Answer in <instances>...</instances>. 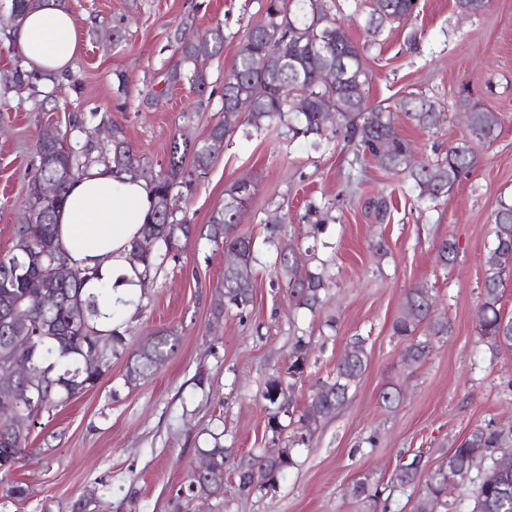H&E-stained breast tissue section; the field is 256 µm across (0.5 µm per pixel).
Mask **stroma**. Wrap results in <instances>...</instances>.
<instances>
[{
    "label": "stroma",
    "instance_id": "stroma-1",
    "mask_svg": "<svg viewBox=\"0 0 512 512\" xmlns=\"http://www.w3.org/2000/svg\"><path fill=\"white\" fill-rule=\"evenodd\" d=\"M68 8L79 47L69 79L45 83L38 94L10 92L0 104V257L12 247L35 144L46 130L69 132L79 146L95 131L98 114L111 113L148 174H159L173 137L202 140L223 119L224 78L247 28L263 18L261 0H68ZM119 17L127 28L115 44L108 30ZM217 25L224 28V51L204 59L214 95L199 96L185 82L166 85L178 38ZM414 32L419 46L412 49L407 39ZM368 65L374 74L370 104L393 107L398 133L420 156L433 157L467 137L458 105L464 87L499 114L498 139L480 148L479 165L451 195L424 209L401 176L356 155L343 138L315 148L288 140L278 126L259 132L238 127L180 207L191 223L208 224L226 189L251 180L238 226L258 243L246 321L211 313L212 293L224 277L223 251L198 236L184 242L179 260L164 262L139 309L123 320L128 349L155 331L171 330L179 338L175 353L131 389L123 385L125 357L115 358L95 388L41 417L23 458L0 478V490L17 482L29 493L6 500L0 512H69L88 490L96 494L92 512H176L199 449L216 440L241 454L283 447V438L267 427L262 390L268 377L286 374L297 327L305 329L312 351L296 386V411L309 404L318 380L331 376L350 337L366 338L367 369L344 405L317 426L275 491L239 497L233 480H225L231 512H373L372 503L353 498L355 479L389 488L397 466L414 459L429 473L446 451L490 423L512 446V350L480 341L476 318L494 216L500 201L512 202V0H490L474 15L461 12L456 0H418L411 17L370 48ZM120 72L129 79L121 109L115 101ZM411 94L436 102L445 122L429 131L417 127L396 107ZM76 115L84 131H70ZM380 192L389 201L382 221L367 207ZM312 204L330 207L317 231L307 216ZM277 216L285 219L299 270L326 276L317 314L291 310L277 280L275 254L264 243L267 224ZM446 238L455 239L458 255L444 267L436 255ZM381 239L388 254L379 259L371 246ZM415 287L429 290L449 332L409 366L406 343L392 336L391 324L407 289ZM331 318L332 329L325 325ZM389 382L402 390L392 410L378 403ZM372 435L377 446L365 447Z\"/></svg>",
    "mask_w": 512,
    "mask_h": 512
}]
</instances>
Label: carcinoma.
Listing matches in <instances>:
<instances>
[{
    "label": "carcinoma",
    "mask_w": 512,
    "mask_h": 512,
    "mask_svg": "<svg viewBox=\"0 0 512 512\" xmlns=\"http://www.w3.org/2000/svg\"><path fill=\"white\" fill-rule=\"evenodd\" d=\"M65 10L67 0H11L10 15L0 20V34L17 49L15 34L31 11L48 2ZM412 0H372L364 29L370 40L378 44L391 25L411 16ZM264 21L247 33L231 72L225 76L221 97L228 107L239 96L252 98L251 111L243 115L242 124L256 130L272 125L287 129L288 137L331 140L340 134L344 141L368 155L379 158L385 170L402 175L410 181L420 203L434 201L452 193L462 177L468 175L479 161L475 147L490 145L499 136L500 118L495 112L470 103L463 96L464 111L469 117V137L448 146L445 156L434 161L411 163L413 146L395 129L390 111L381 105L371 106L368 94L372 71L367 63L366 46L352 41L340 18L331 12L324 0H264ZM200 41L212 56L224 51V29L216 26L206 30ZM179 60L169 74V82L184 81L204 95L209 76L196 42L179 43ZM57 72L27 68L17 57L14 67L0 75V99L15 88L38 90L40 84L55 82ZM334 110V120L324 119V109ZM399 109L422 129L441 125L444 113L437 111L428 98L409 95L399 101ZM100 123L112 127L108 152L98 149L89 139L75 147L68 133L57 132L51 138L37 142L28 173L27 203L23 218L17 225L14 243L8 255L0 258V404L15 409V418L0 422V472L8 473L21 460L26 443L39 416L71 402L79 393L98 384L109 371L112 358L121 356L125 336L121 326L102 328L99 319L104 307L111 315H121L123 308L112 305L110 289L85 293L87 281L97 277L96 270L71 264L61 245L56 216L62 208L71 182L93 164L104 163L112 171L132 179L141 178V158L127 140L124 126L101 117ZM236 127L220 120L211 128L203 142L174 138L169 146L165 167L160 174L148 179L152 192L151 209L140 236L130 243L129 261L139 271L141 291L154 282L159 259L178 257L181 240L194 234L218 248L234 249L238 263L224 269V279L212 299L213 316L217 319L228 312L239 319L253 301L252 269L256 260V244L249 236L236 233L247 200L252 195L248 179L237 181L225 193L224 205L214 211L210 224L202 229L185 218L177 217L178 202L191 191L193 180L184 179L185 159L192 155L194 169L206 173L216 155L231 139ZM52 181L57 194L41 198L37 185ZM493 244L488 252L477 313L481 337L495 347L512 348V320L501 316L500 301L507 273L512 270V204L501 203L494 218ZM264 243L273 247L280 275L287 283L289 298L295 306L316 313L323 303L325 276L311 270L296 273L297 258L292 244L282 239V226L272 224ZM458 246L453 239L440 243L437 261L446 267L456 260ZM67 266L73 274L60 281L51 276L50 263ZM56 298L54 305L46 304ZM433 304L429 292L411 288L405 293L400 310L392 322V334L409 338L425 326L431 336L448 334V324L429 317ZM366 339L350 338L351 354L336 363L333 375L318 381L319 401H312L298 419L299 438L279 449L276 458L262 452L237 454L214 441L209 448L198 450L199 471L188 476L186 490L193 498L215 499L224 503V472L235 476L241 495L269 491L278 485L288 470L297 465V447L308 445L313 425L333 414L345 402L368 365ZM177 348V336L162 332L148 337L127 357L124 385L135 387L151 377ZM96 351L102 361L90 363L87 355ZM430 352L427 341H411L405 348L412 363L422 361ZM310 342L304 335L293 337L288 356V379L269 377L262 391L263 398L273 407L268 428L280 432V413L294 414V383L301 380L309 366ZM396 383L387 384L379 393V403L390 410L400 402ZM504 433L492 427L479 429L451 449L432 475L416 501V512H429L436 500L448 494V488L470 477L462 463L474 456L491 461L475 488L473 512H512V471L504 473L496 464L497 448ZM418 465L411 461L395 472L393 490L405 493L416 487ZM353 496L381 504V512H391V497L381 498V491L368 479L353 482Z\"/></svg>",
    "instance_id": "cac0c4a2"
}]
</instances>
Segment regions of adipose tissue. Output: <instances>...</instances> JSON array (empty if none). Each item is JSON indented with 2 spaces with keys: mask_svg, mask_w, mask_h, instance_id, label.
I'll return each instance as SVG.
<instances>
[{
  "mask_svg": "<svg viewBox=\"0 0 512 512\" xmlns=\"http://www.w3.org/2000/svg\"><path fill=\"white\" fill-rule=\"evenodd\" d=\"M27 67L64 69L77 52L74 22L60 9L29 13L16 33ZM151 206L149 185L91 167L70 189L58 217L59 239L72 263L96 268L99 276L86 283L89 292L109 286L113 297L137 299L140 282L128 260V244L138 234Z\"/></svg>",
  "mask_w": 512,
  "mask_h": 512,
  "instance_id": "1",
  "label": "adipose tissue"
}]
</instances>
